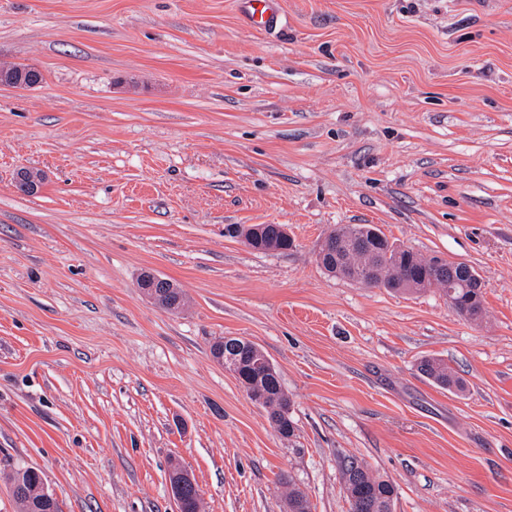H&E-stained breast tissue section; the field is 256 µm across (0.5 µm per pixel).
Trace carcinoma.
Returning a JSON list of instances; mask_svg holds the SVG:
<instances>
[{"instance_id":"1","label":"carcinoma","mask_w":512,"mask_h":512,"mask_svg":"<svg viewBox=\"0 0 512 512\" xmlns=\"http://www.w3.org/2000/svg\"><path fill=\"white\" fill-rule=\"evenodd\" d=\"M372 224H349L336 227L329 237L336 239L341 247L336 250V258L330 259L326 271L352 281H373V286L405 290L407 285L428 276L431 288L441 289L455 310L468 320H477L484 316L485 308L482 289L473 287L475 270L465 262L454 266V284L448 287V280L440 273V267L432 265L436 258H426L417 252L405 250L394 244H380L371 237ZM383 278H378L379 273ZM241 339L227 338L224 348L228 353H236L244 361L256 355L253 344L239 346ZM419 369L423 375L436 385L450 391L462 392L465 383L456 376L448 364L437 358H425ZM250 384L252 397L263 400V405L277 413L278 400L285 396L278 373L267 371L261 375H245ZM12 482H22V491L15 494L20 512H29L38 498L41 475L32 470L15 472ZM343 492L350 505V512H392L396 497L395 486L374 476L364 467L351 462L343 471Z\"/></svg>"}]
</instances>
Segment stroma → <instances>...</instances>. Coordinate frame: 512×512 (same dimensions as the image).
<instances>
[{
  "mask_svg": "<svg viewBox=\"0 0 512 512\" xmlns=\"http://www.w3.org/2000/svg\"><path fill=\"white\" fill-rule=\"evenodd\" d=\"M280 2L260 32L239 0H0V63L43 76L0 88V512L25 468L61 512H176V463L202 512H286L288 479L349 512L351 461L393 512H512V0ZM339 224L468 263L485 318L328 274ZM224 337L270 358L294 436ZM280 224H267V237H277L268 239L264 235V225L252 224L247 227L244 232L243 240L248 247H252L256 241H264L268 251H279L283 249L284 244H292V239L288 235V231ZM278 227V231H277ZM175 286L178 287L176 284ZM175 286L168 279H165L151 272H146L145 274H143L139 282V288H141L142 292L149 298L153 299L154 301L157 302L158 300H162L168 297V299L165 300V305L170 311H177L181 309V307L184 304V301L180 297H178V299L175 302H171L169 300L173 288L176 291L173 292L172 298L176 299V297L179 296V294L185 296L183 290L179 287L175 288ZM225 339H227L226 342H224ZM239 343H242L240 338L224 337V339H220L212 345L211 353L218 363L228 367V370L232 372L240 382H242V372L246 371L247 368L244 367L235 356L230 354L241 356L244 359V362L247 363L249 360H252L257 353L253 347L254 344L251 342H248L244 347H241ZM224 348L227 351L224 350ZM237 348H239L238 351H233ZM419 369L423 375L431 379L436 385L449 391L465 390V383L456 376L447 363L437 358H425L421 361Z\"/></svg>",
  "mask_w": 512,
  "mask_h": 512,
  "instance_id": "35a3bbf8",
  "label": "stroma"
}]
</instances>
